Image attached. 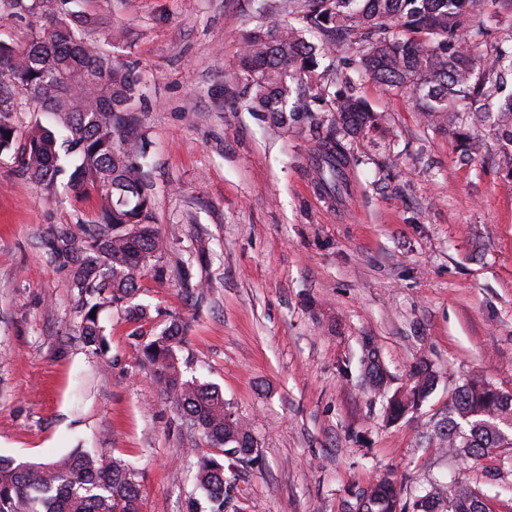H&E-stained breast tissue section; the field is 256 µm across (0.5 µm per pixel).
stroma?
<instances>
[{
  "instance_id": "obj_1",
  "label": "stroma",
  "mask_w": 512,
  "mask_h": 512,
  "mask_svg": "<svg viewBox=\"0 0 512 512\" xmlns=\"http://www.w3.org/2000/svg\"><path fill=\"white\" fill-rule=\"evenodd\" d=\"M125 30L110 46L133 67L134 124L146 138L162 275L111 306L104 345L79 333L81 298L46 240L96 213L94 198L51 192L0 155V454L48 461L105 448L135 468L141 512H189L200 498L189 448L222 457L182 424L140 347L171 321L185 377L218 386L258 441L233 464L226 512H345L349 493L392 473L414 490L434 475L492 494L512 512V466L499 453L461 462L421 438L455 388L480 379L512 392V179L497 144L460 164L455 142L424 127L414 98L372 81L357 91L390 119L394 147L354 146L333 200L310 174L312 141L271 134L230 79L243 34L284 15L262 0H76ZM381 351L388 392L431 363L437 384L414 417H383L360 378L364 342Z\"/></svg>"
}]
</instances>
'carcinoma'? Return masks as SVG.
Returning <instances> with one entry per match:
<instances>
[{"mask_svg": "<svg viewBox=\"0 0 512 512\" xmlns=\"http://www.w3.org/2000/svg\"><path fill=\"white\" fill-rule=\"evenodd\" d=\"M75 0H0V9L42 21L28 43L0 41V153L14 151L17 172L47 189L64 187L75 197L100 194L97 219L62 229L47 239L58 268L82 301L79 330L101 348L99 318L106 306L125 307L134 320L147 308L129 302L146 268L159 266L167 244L153 224L154 197L141 136L131 107L139 80L116 63L97 40L82 35L93 20L71 8ZM512 16V0H280L276 8L303 23L247 32L234 80L249 93V110L272 129L293 128L315 142L314 177L334 198L346 188L351 147L369 139L391 149L387 118L354 91L328 96L315 80L319 57L330 48L307 42L308 28L336 34V44L355 51L349 65L361 78L415 96L425 127L451 131L458 161L479 151L477 125L497 143L495 162L512 177V26L492 28L481 17ZM55 128L37 122L24 138L11 122L16 93ZM182 328L171 323L143 347L152 381L172 395L184 421L224 456L249 464L258 444L247 420L229 410L222 392L183 375L177 349ZM364 377L385 389L379 352L364 350ZM437 375L426 363L409 384L386 398L390 422L417 411L433 393ZM426 444L462 460L512 448V395L486 382L460 386L441 417L423 434ZM194 479L210 504L224 512L231 481L218 460L189 454ZM137 474L125 461L78 448L65 458L23 462L0 456V512H140ZM492 498L463 480L435 478L412 494L382 475L352 493L349 512H493Z\"/></svg>", "mask_w": 512, "mask_h": 512, "instance_id": "obj_1", "label": "carcinoma"}]
</instances>
